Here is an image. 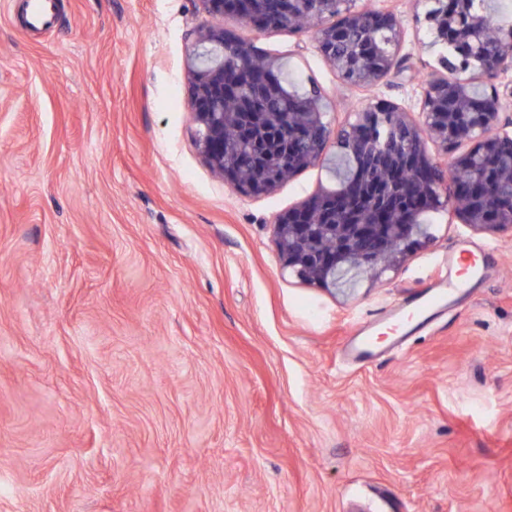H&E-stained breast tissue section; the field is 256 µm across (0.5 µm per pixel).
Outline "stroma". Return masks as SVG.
<instances>
[{"instance_id": "stroma-1", "label": "stroma", "mask_w": 512, "mask_h": 512, "mask_svg": "<svg viewBox=\"0 0 512 512\" xmlns=\"http://www.w3.org/2000/svg\"><path fill=\"white\" fill-rule=\"evenodd\" d=\"M400 72L343 87L310 34L240 40L317 84L344 122L419 112L440 68L424 8ZM203 0H0V512H512V231L440 221L352 291L285 271L274 219L316 164L261 197L196 143ZM479 253L485 273L401 347L361 329ZM370 334L371 329H365L347 345L345 353L353 361L362 363L379 355L380 349Z\"/></svg>"}]
</instances>
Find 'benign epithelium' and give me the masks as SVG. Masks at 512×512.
<instances>
[{
  "mask_svg": "<svg viewBox=\"0 0 512 512\" xmlns=\"http://www.w3.org/2000/svg\"><path fill=\"white\" fill-rule=\"evenodd\" d=\"M207 13L215 22L199 29L190 66V99L193 120L197 126V146L208 167L232 187L246 195L260 197L275 190L284 180L318 162L326 161V154H339L358 148L363 152L381 155L387 167L360 172L370 179L397 177L403 168L413 172L412 180L403 186L407 205L385 215L380 221L378 213L368 206L345 220L332 224L321 223L325 211H336L339 200L318 192L299 207L276 216V243L284 268L313 285L327 289H348L353 279L362 273L386 271L413 249L426 242L414 218L423 209L448 210L461 224L477 232L512 229V205L494 204L499 186L512 188V161L500 165L493 179L473 174L466 183L456 187L450 195L447 188L439 187L432 179L433 167L438 165L428 150V143H436L448 150V141L468 144L470 148L457 154L451 163L454 169L471 166L472 158L479 154L496 157L504 146L512 147V118L503 117L505 97L491 84L494 76L483 72L479 77L463 80L458 76L463 65L453 60L442 61L444 74H433L424 83L421 119L415 121L409 113L384 102L367 104L353 113V119L344 125L351 138L339 143L330 113L320 110V102L306 100V119L322 131L323 141L314 150H301L288 157V170L256 162L254 179L243 184L238 179L236 146L224 140V126H238L239 112H223L224 97L236 94V87L224 85V54L241 59L254 55L252 45L237 42L224 32L217 19L235 15L251 23L258 32L267 31L266 23L253 21L259 16L256 0H203ZM434 7L427 13L434 40L451 43L456 54L465 58L473 55L472 40L487 33L491 18L474 10L471 0H433ZM343 26L335 28L325 17L308 20L305 28L319 52L352 87L368 88L380 81L377 65L386 73L399 67L398 53L402 38V22L392 12L365 9L357 0H334ZM347 30L366 32L365 49L351 48L337 52L334 46ZM502 46L497 70L512 67V29L501 33ZM473 83L487 87L481 97L470 91ZM405 129L410 138L404 150H387L379 142L366 140L363 128H371L383 118Z\"/></svg>",
  "mask_w": 512,
  "mask_h": 512,
  "instance_id": "7a95c632",
  "label": "benign epithelium"
}]
</instances>
